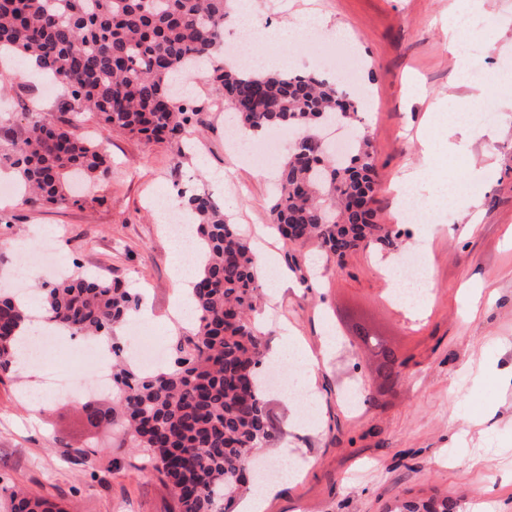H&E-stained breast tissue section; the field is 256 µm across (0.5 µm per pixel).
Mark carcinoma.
I'll return each mask as SVG.
<instances>
[{"label":"carcinoma","instance_id":"obj_1","mask_svg":"<svg viewBox=\"0 0 512 512\" xmlns=\"http://www.w3.org/2000/svg\"><path fill=\"white\" fill-rule=\"evenodd\" d=\"M228 0H0V61L38 58L49 80L66 85L56 112L27 109L24 134L13 135L0 114L9 147L0 170L19 174L26 204L67 206V181L82 173L108 175L105 148L77 133L85 113L115 132L148 140H182L199 105L179 97L177 80H202L224 99L247 133L286 128L288 158L279 166L270 209L278 234L294 243L316 241L341 260L372 242L390 245L397 233L377 221L379 184L368 137L345 158L319 143L320 123L347 122L357 109L336 81L292 70L261 72L214 55L222 44ZM198 228L199 274L192 296L198 322L170 343V361L143 373L123 358L115 335L140 296L118 279L73 271L44 289L42 305L57 328L112 337L116 404L96 420L122 433L146 455L173 495L171 512H225L254 488L249 463L275 442L260 368L268 345L252 312L261 288L250 242L211 195L180 193ZM29 320L23 295L0 289V374L14 367L17 329ZM357 337L394 385L406 365L398 349L363 324ZM9 512H67L38 493L1 488ZM446 495L394 499L388 512H455Z\"/></svg>","mask_w":512,"mask_h":512}]
</instances>
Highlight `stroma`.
<instances>
[{
  "label": "stroma",
  "mask_w": 512,
  "mask_h": 512,
  "mask_svg": "<svg viewBox=\"0 0 512 512\" xmlns=\"http://www.w3.org/2000/svg\"><path fill=\"white\" fill-rule=\"evenodd\" d=\"M263 24L296 21L318 8L330 29L362 51L360 79L372 109L353 122V136H368L376 157L380 223H391L394 176L436 155L438 172L417 189L428 221L400 224L395 246H362L343 260L315 243L294 244L268 234L272 184L262 170L228 149L231 126L224 113L206 108L208 87L189 92L204 106L200 124L188 131L186 151L170 141L146 140L112 131L85 115L80 129L112 157V172L96 182L83 206L30 207L12 195L16 183L0 176V288L11 287L20 266L14 244L31 252L50 250L73 271L92 270L148 290V325L161 342L175 330L169 322L177 286L169 269L170 241L162 216L179 189L204 190L223 205L242 233L271 252L286 283L261 287L269 348L293 344L314 357L309 400L292 408L283 395L269 396L282 433L260 457L278 463L281 451L302 465L280 487L264 512H385L397 494L438 491L468 495L463 512H512V0H256ZM466 15L480 37L467 49L474 71L496 73L505 87L495 97L493 121L481 138L465 127L449 129L451 115L466 118L461 103L470 88L448 41V19ZM497 23L486 28L488 15ZM312 36L285 44L256 43L264 58L285 53L291 68L328 72ZM0 98L15 134L27 124L26 107L54 111L64 85L46 93L36 78ZM482 171L468 178L471 168ZM225 172L216 181L212 172ZM472 184L481 203L479 223L464 207L442 203L445 186ZM425 253L432 305L418 318L388 301L379 260ZM397 346L407 364L398 384H382L354 322ZM337 339L322 348L323 329ZM34 372L15 371L0 381V487L19 486L63 500L76 512H169L172 494L142 456L121 436L90 427L78 404H112L110 392L85 391L80 401L59 398L33 414L25 390ZM364 401L349 411L344 384ZM310 417L312 426L292 422ZM76 449L63 460V449ZM119 460L120 470L107 466Z\"/></svg>",
  "instance_id": "stroma-1"
}]
</instances>
